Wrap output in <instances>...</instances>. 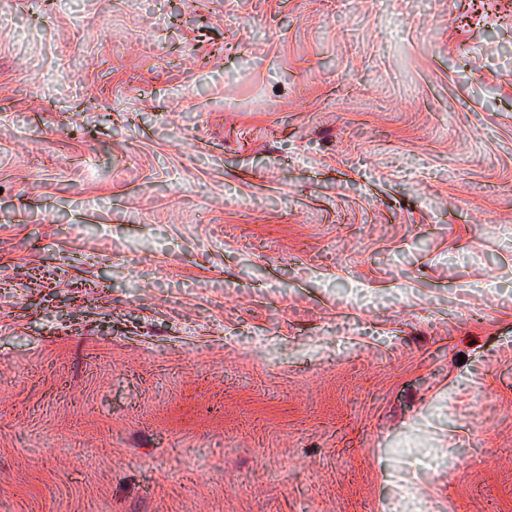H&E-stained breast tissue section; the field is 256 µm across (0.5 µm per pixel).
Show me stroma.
<instances>
[{
  "instance_id": "stroma-1",
  "label": "stroma",
  "mask_w": 512,
  "mask_h": 512,
  "mask_svg": "<svg viewBox=\"0 0 512 512\" xmlns=\"http://www.w3.org/2000/svg\"><path fill=\"white\" fill-rule=\"evenodd\" d=\"M0 512H512V0H0Z\"/></svg>"
}]
</instances>
